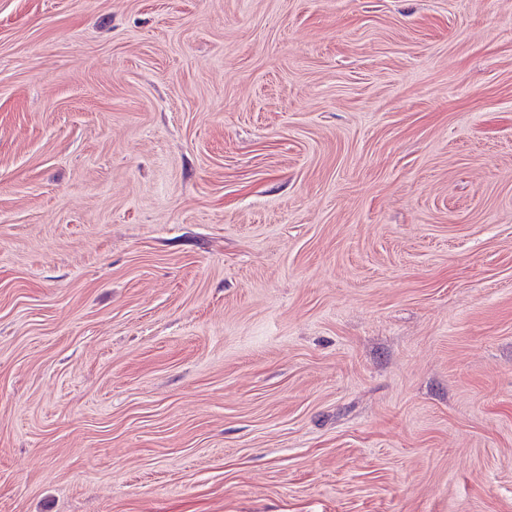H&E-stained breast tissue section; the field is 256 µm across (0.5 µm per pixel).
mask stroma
<instances>
[{"label": "stroma", "mask_w": 512, "mask_h": 512, "mask_svg": "<svg viewBox=\"0 0 512 512\" xmlns=\"http://www.w3.org/2000/svg\"><path fill=\"white\" fill-rule=\"evenodd\" d=\"M0 512H512V0H0Z\"/></svg>", "instance_id": "1"}]
</instances>
